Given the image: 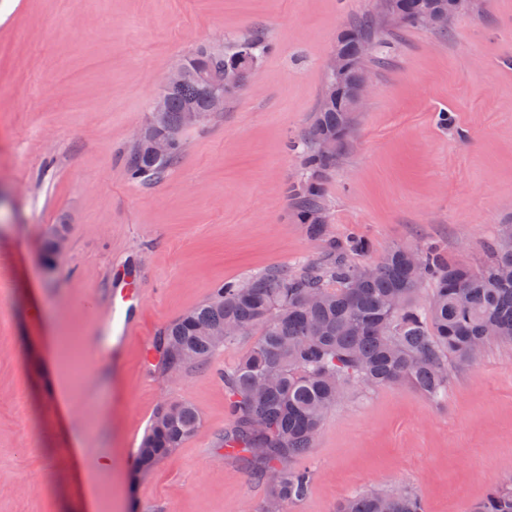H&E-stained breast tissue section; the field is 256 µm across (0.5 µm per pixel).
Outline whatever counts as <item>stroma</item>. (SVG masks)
<instances>
[{
  "label": "stroma",
  "instance_id": "35a3bbf8",
  "mask_svg": "<svg viewBox=\"0 0 512 512\" xmlns=\"http://www.w3.org/2000/svg\"><path fill=\"white\" fill-rule=\"evenodd\" d=\"M383 2L0 0V512H254L269 484L224 450L220 374L257 333L172 379L159 332L218 285L325 262L328 241L351 234L369 241L367 264L432 243L485 260L512 224V0H472L443 33L386 24L373 91L325 180L327 231L294 221L285 190L304 169L288 144L306 134L344 25ZM249 33L273 49L243 90L185 133L161 180L133 181L125 152L175 61ZM56 224L68 249L49 266ZM129 286L142 328L88 348ZM171 401L201 424L136 472L146 427ZM304 465L310 488L291 512L398 487L425 512H471L512 472V345L452 365L438 404L409 385L350 387Z\"/></svg>",
  "mask_w": 512,
  "mask_h": 512
}]
</instances>
